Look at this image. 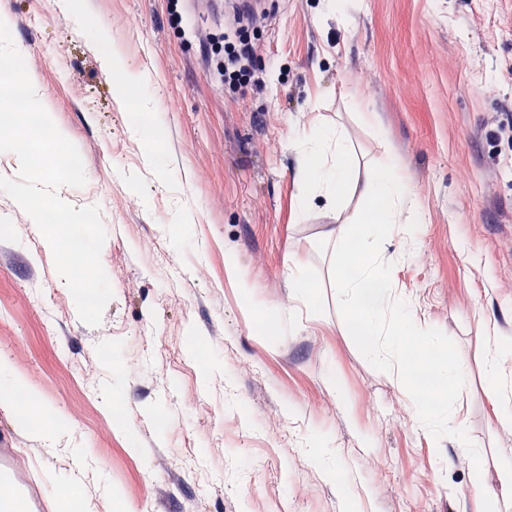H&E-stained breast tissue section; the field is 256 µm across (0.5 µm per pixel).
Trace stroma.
Instances as JSON below:
<instances>
[{
	"label": "stroma",
	"instance_id": "obj_1",
	"mask_svg": "<svg viewBox=\"0 0 512 512\" xmlns=\"http://www.w3.org/2000/svg\"><path fill=\"white\" fill-rule=\"evenodd\" d=\"M82 7L84 33L54 0H0L81 154L86 184L67 196L101 211L113 296L98 326L83 323L40 233L0 192V360L93 460L91 512H512L498 481L512 423L485 376L488 337L512 340V141L492 136L512 125V0H276L253 24L255 77L241 85L206 68L207 40L235 18L220 0H180L178 27L169 0ZM101 31L161 103V167L128 132L136 106L101 68ZM314 123L341 129L355 178L391 157L413 185L418 211L382 256L394 297L456 344L465 441L416 423L338 311L327 231L363 200L299 212L297 137ZM185 212L192 223H177ZM294 265L314 301L289 287ZM69 450L0 404V476L39 512H60Z\"/></svg>",
	"mask_w": 512,
	"mask_h": 512
}]
</instances>
